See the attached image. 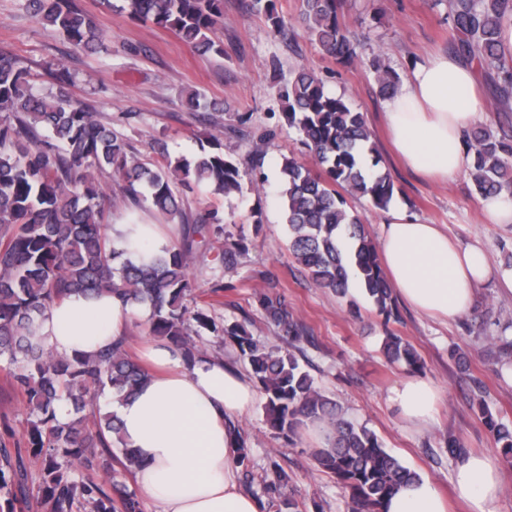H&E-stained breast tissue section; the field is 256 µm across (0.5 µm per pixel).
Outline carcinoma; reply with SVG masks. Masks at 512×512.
Here are the masks:
<instances>
[{"mask_svg": "<svg viewBox=\"0 0 512 512\" xmlns=\"http://www.w3.org/2000/svg\"><path fill=\"white\" fill-rule=\"evenodd\" d=\"M120 2L103 0L133 20L175 31L203 55L224 56V47L210 36L223 0ZM339 6L340 0H302L298 23L326 55L347 58L352 49L338 20ZM24 7L68 42L92 51L102 48L95 22L73 0H24ZM511 17L512 0H448L453 50L497 75L506 105L512 101V53L504 47L502 31ZM373 67L381 92L394 93L397 75L377 62ZM50 76L57 92L45 96L30 83L18 58L0 53V369L13 376L35 417L27 447L41 465L42 503L49 512H74L77 503L88 512H141L137 494L122 479V472L140 467L135 451L124 445L114 414L99 416L94 406L101 397L122 400L135 394L148 377L146 368L129 355L126 336L92 357L73 358L55 353L42 340L43 322L53 305L72 293H106L125 306L146 307L151 334L174 345L189 368L200 359L191 336L194 326L236 346L265 395V409L278 434L292 440L306 421L325 425L328 445L312 454L349 492L348 512H381L395 490L419 475L324 396L294 354L260 345L241 325H219L193 304L190 248L170 247L137 263L105 232L111 202L95 185V172L112 171L123 197L150 205L170 223H182L175 181L205 183L217 195L241 191L240 169L224 154L223 143L210 139L192 162L171 159L159 144L163 163L150 166L140 161L122 132L99 122L89 104L70 97L69 71L55 69ZM281 97L288 128L312 159L310 166L292 157L281 165L289 254L317 287L345 298L355 286L388 319L393 289L362 219L348 209L344 197H365L383 210L396 192L380 166L364 114L329 94L305 67L294 73ZM465 144L473 152L475 191L483 197L512 196V137L477 126L466 132ZM217 222L214 212L203 210L194 219L195 232L203 237L213 224L219 234L223 228ZM259 303L288 346L308 340L284 299L263 295ZM383 351L391 362H403L413 371L422 368L413 345L394 333L387 334ZM477 405L511 464L512 426L495 418L483 400ZM11 438L8 429L0 436V512H17V504L27 502L28 472L23 462L12 464ZM118 445L124 471L95 478L101 467L97 449ZM289 481L281 469L259 481L261 496L275 512L295 508L283 498Z\"/></svg>", "mask_w": 512, "mask_h": 512, "instance_id": "obj_1", "label": "carcinoma"}]
</instances>
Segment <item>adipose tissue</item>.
<instances>
[{"label": "adipose tissue", "instance_id": "ef3b65f1", "mask_svg": "<svg viewBox=\"0 0 512 512\" xmlns=\"http://www.w3.org/2000/svg\"><path fill=\"white\" fill-rule=\"evenodd\" d=\"M477 74V64L435 54L387 100L392 143L414 171L442 181L469 168L462 136L484 108ZM108 235L136 261L169 242L154 224H116ZM381 262L397 294L431 317L463 315L476 289L493 277L512 293V270L494 269L480 247H459L403 209L391 211L383 224ZM133 315L109 295L73 294L51 308L42 332L54 352L89 356L123 337ZM143 353L148 380L115 406L123 439L141 462L136 481L143 496L161 512H260L258 500L237 485L238 443L228 428L229 419L254 402L253 385L212 357L188 369L165 344L147 343ZM438 398L436 388L418 378L393 393L402 416L418 423L432 418ZM453 482L469 512H494L503 493L498 464L486 454L458 460ZM385 512H448V504L435 483L422 478L402 486Z\"/></svg>", "mask_w": 512, "mask_h": 512}]
</instances>
